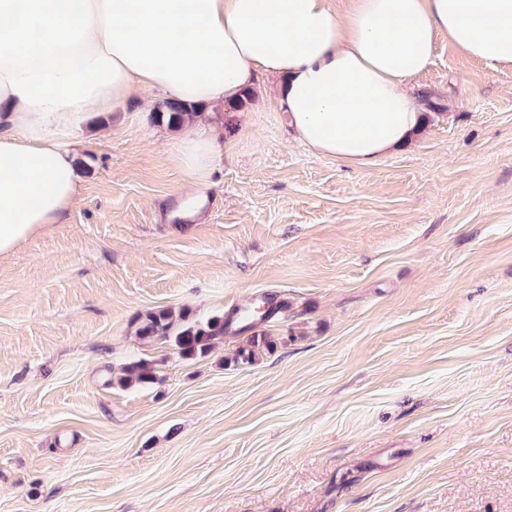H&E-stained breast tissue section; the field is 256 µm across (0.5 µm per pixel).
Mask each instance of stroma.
<instances>
[{
	"label": "stroma",
	"mask_w": 512,
	"mask_h": 512,
	"mask_svg": "<svg viewBox=\"0 0 512 512\" xmlns=\"http://www.w3.org/2000/svg\"><path fill=\"white\" fill-rule=\"evenodd\" d=\"M434 103L355 169L261 77L207 120L202 220L163 99L71 135L77 204L0 255V512H512V67L435 40ZM277 297L203 357L136 332ZM277 347L234 363L250 337ZM146 361L156 378L112 377Z\"/></svg>",
	"instance_id": "1"
}]
</instances>
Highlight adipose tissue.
<instances>
[{
	"mask_svg": "<svg viewBox=\"0 0 512 512\" xmlns=\"http://www.w3.org/2000/svg\"><path fill=\"white\" fill-rule=\"evenodd\" d=\"M512 67V0H0V253L61 223L77 203L67 140L88 113L161 92L198 107L280 79L294 138L367 167L425 126L410 78L435 38ZM218 153L191 126L174 157L206 186Z\"/></svg>",
	"mask_w": 512,
	"mask_h": 512,
	"instance_id": "obj_1",
	"label": "adipose tissue"
}]
</instances>
